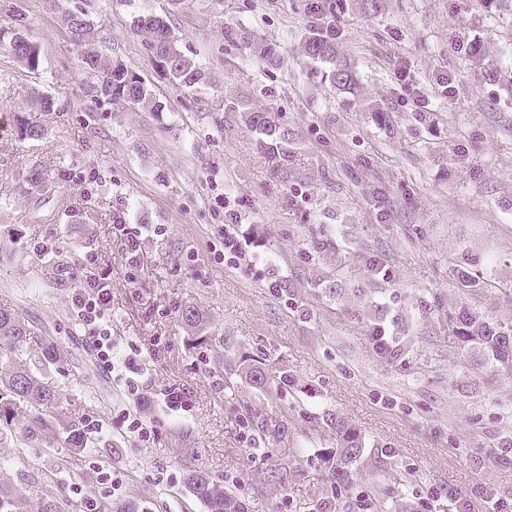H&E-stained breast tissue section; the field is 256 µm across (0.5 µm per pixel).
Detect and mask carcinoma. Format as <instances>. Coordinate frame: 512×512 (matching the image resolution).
<instances>
[{"label":"carcinoma","mask_w":512,"mask_h":512,"mask_svg":"<svg viewBox=\"0 0 512 512\" xmlns=\"http://www.w3.org/2000/svg\"><path fill=\"white\" fill-rule=\"evenodd\" d=\"M305 11L313 19L301 51L311 60L327 62L329 70L325 80L338 90H351L355 79L351 67L336 59V44L332 33L324 31L320 21L334 14L336 0H305ZM15 25L6 31L0 29V43L8 41L9 53L22 67L36 70L40 65V46L30 33L25 18L12 14ZM73 41L90 47L91 52L80 53L81 69L86 74V94L91 101L127 105L145 112H160L162 105L153 90L141 76L122 60L113 59L99 49V37L93 22L82 11L68 12L61 16ZM136 32L145 36L144 45L151 54V61H161L178 89L194 92L208 81L206 71L182 51L179 40L169 24L160 17L149 20L138 17ZM225 37L241 40L260 61L275 66L279 55L275 47L252 40L241 28L227 25ZM245 122L261 135L260 148L276 171L286 172L290 161L288 144L291 132L282 126L271 113L249 108ZM18 137L22 140L40 139L46 135L41 124L25 119L17 121ZM458 285L469 291L488 287V283L469 269L460 265L453 269ZM184 324L191 329H202L204 318L193 305L185 306L179 313ZM448 330L459 346L481 356L482 363L495 371L512 376V323L505 324L494 317L475 312L467 306L448 313ZM37 348L49 361L60 359L58 345L39 334L26 323L18 312L0 308V444L13 435L28 443L52 448L71 463L89 448L84 420L59 409L60 396L43 376L41 368L30 366L26 355ZM241 382L254 389L266 390L272 379L264 363L247 358L238 365ZM258 440L272 442L288 437V428L270 424L265 420L253 429ZM324 433L334 441L336 448L325 455L323 464L328 471L332 488L349 483L350 465L363 455L360 433L342 418L326 420ZM286 467H275L257 473L260 485L284 481ZM186 485L193 497L207 505L209 512H245L237 497L224 486L213 481L199 469H190ZM70 504L56 489H46L39 498L37 512H67ZM97 512H140L134 499L114 501L106 499L96 506ZM0 512H32V505L23 487L0 482Z\"/></svg>","instance_id":"carcinoma-1"}]
</instances>
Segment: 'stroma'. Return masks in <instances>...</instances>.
Wrapping results in <instances>:
<instances>
[{
	"mask_svg": "<svg viewBox=\"0 0 512 512\" xmlns=\"http://www.w3.org/2000/svg\"><path fill=\"white\" fill-rule=\"evenodd\" d=\"M41 47L38 70L0 46V307L19 311L63 351L47 369L63 406L83 414L92 450L66 464L14 441L13 484H58L78 506L137 498L144 512H208L185 484L195 458L248 512H321L329 485L319 435L329 415L365 444L332 512H364L383 490L417 512H490L512 504V376L475 369L448 334L466 305L512 321V0H342L336 49L354 91L325 81L300 42L303 0H14ZM85 10L163 109L103 105L84 93L79 51L60 24ZM171 25L211 81L177 89L147 55L137 17ZM234 24L274 45L277 67L225 38ZM53 111L30 110L33 92ZM274 113L294 133L275 174L244 109ZM48 134L20 140L18 119ZM47 171L28 184L26 169ZM140 235L129 268L122 225ZM239 254L217 258L225 230ZM390 277L372 282L371 255ZM468 258L490 283L466 294L452 274ZM106 278V321L130 367L97 356L94 327L71 299ZM203 314L228 364L248 356L287 382L224 395L178 314ZM407 337L382 355L368 332ZM185 393L169 409L167 387ZM150 397L142 409L141 397ZM139 418L150 437L132 433ZM286 440L250 449L252 423ZM286 463L285 483L256 487V468Z\"/></svg>",
	"mask_w": 512,
	"mask_h": 512,
	"instance_id": "obj_1",
	"label": "stroma"
}]
</instances>
